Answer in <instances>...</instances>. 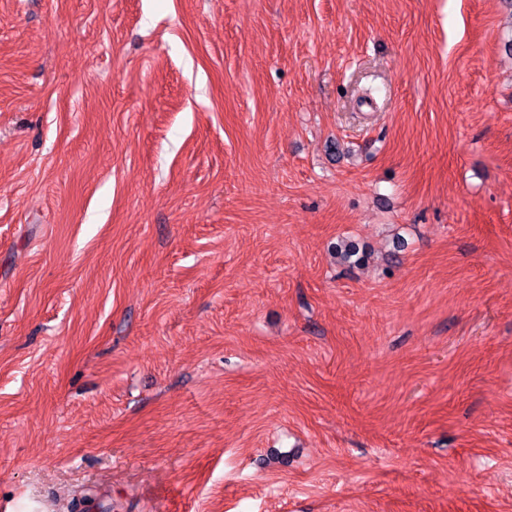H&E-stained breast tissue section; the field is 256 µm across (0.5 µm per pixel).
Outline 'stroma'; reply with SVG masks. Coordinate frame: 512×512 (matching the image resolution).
Wrapping results in <instances>:
<instances>
[{
    "mask_svg": "<svg viewBox=\"0 0 512 512\" xmlns=\"http://www.w3.org/2000/svg\"><path fill=\"white\" fill-rule=\"evenodd\" d=\"M507 14L0 0V512H512Z\"/></svg>",
    "mask_w": 512,
    "mask_h": 512,
    "instance_id": "obj_1",
    "label": "stroma"
}]
</instances>
